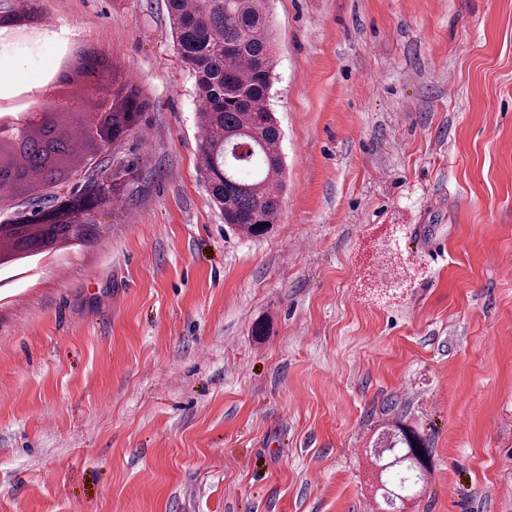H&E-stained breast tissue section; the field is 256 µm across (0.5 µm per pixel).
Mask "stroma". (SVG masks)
I'll return each instance as SVG.
<instances>
[{
  "label": "stroma",
  "mask_w": 512,
  "mask_h": 512,
  "mask_svg": "<svg viewBox=\"0 0 512 512\" xmlns=\"http://www.w3.org/2000/svg\"><path fill=\"white\" fill-rule=\"evenodd\" d=\"M1 4L42 26L0 31V101L76 41L143 108L0 208L113 185L0 282V512H375L399 420L410 512H512V0H267L286 187L256 238L209 199L165 0ZM413 441H416V444H413ZM375 448H383L377 456L374 454L373 448L371 451L374 464L381 469L379 474L382 487L377 491L380 497L377 506L386 510L384 512H392L391 510L399 507L398 504L404 503L397 497L398 494L404 499H408L409 492H412L413 489L418 486H422L423 489L424 482L400 487L399 479L406 466L410 464L428 471V448H426V441L419 433L401 422L378 436ZM418 451H421L424 458L418 455Z\"/></svg>",
  "instance_id": "obj_1"
}]
</instances>
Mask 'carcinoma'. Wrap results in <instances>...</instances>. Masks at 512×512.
<instances>
[{"instance_id": "cac0c4a2", "label": "carcinoma", "mask_w": 512, "mask_h": 512, "mask_svg": "<svg viewBox=\"0 0 512 512\" xmlns=\"http://www.w3.org/2000/svg\"><path fill=\"white\" fill-rule=\"evenodd\" d=\"M174 47L195 78L200 127V170L212 201L233 231L259 237L275 224L283 189L281 130L269 107L275 55L266 0H167ZM141 102L121 85L112 124L123 136L135 125ZM378 507L391 512L417 488L399 486L412 464L429 468L426 441L398 422L378 437Z\"/></svg>"}]
</instances>
